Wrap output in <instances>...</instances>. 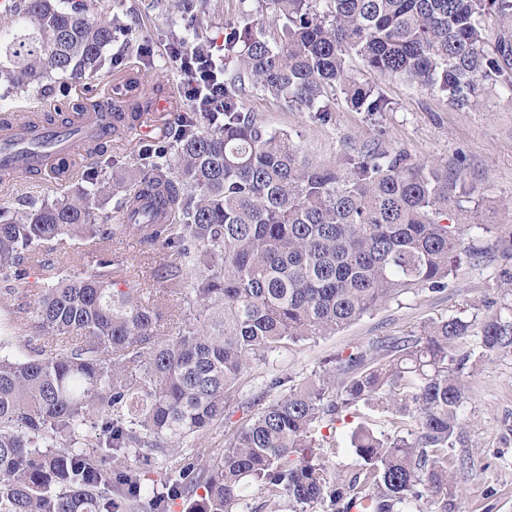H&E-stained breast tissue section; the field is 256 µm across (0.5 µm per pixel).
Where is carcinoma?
<instances>
[{"instance_id":"carcinoma-1","label":"carcinoma","mask_w":512,"mask_h":512,"mask_svg":"<svg viewBox=\"0 0 512 512\" xmlns=\"http://www.w3.org/2000/svg\"><path fill=\"white\" fill-rule=\"evenodd\" d=\"M280 34H224V110L184 112L173 141L142 148L112 180L78 184L14 212L0 209V296L41 268L43 288L0 329V512H450L457 473L448 456L462 430L465 371L512 352V275L503 304L453 316L419 333L338 354L302 380L277 377L266 400L203 464L184 446L224 421L255 362L336 334L419 288L444 290L466 259L462 233L476 188L448 168L403 152L347 145L314 164L291 137L246 109L255 90L326 124L343 97L371 115L392 102L358 80L357 57L448 97L487 108L512 100V0H270ZM191 22L206 0H171ZM122 21L102 0H12L0 23V84L20 99L69 96L107 72L104 51ZM148 90L125 119L148 110ZM117 199L121 224H100ZM455 203L456 223H448ZM135 231L173 259L162 278L188 285L174 336L158 333L159 306L142 288H117L112 259L64 276L40 259L45 244ZM46 342L16 350L14 333ZM365 408L350 433L361 459L348 476L315 431ZM173 463L162 482L131 458ZM257 485L264 503L245 490Z\"/></svg>"}]
</instances>
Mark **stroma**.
<instances>
[{
  "mask_svg": "<svg viewBox=\"0 0 512 512\" xmlns=\"http://www.w3.org/2000/svg\"><path fill=\"white\" fill-rule=\"evenodd\" d=\"M111 3L113 13L129 27L106 51L113 73L125 72L129 51H136L145 82L158 85L161 99L178 91L182 82L181 72L169 58L170 33H177L185 48L207 42L219 50L224 46L226 24L276 23L269 0H208L209 18L198 30L159 7L156 0ZM352 68L359 80L374 83L384 92L393 103L391 111L372 116L341 100L331 122L322 125L310 112L274 102L259 91L247 97L245 106L262 113L272 128L288 133L302 155L315 162H333L349 143L375 144L405 152L417 162L445 165L449 172L476 185L479 196L468 205L471 227L465 233V243L474 257L462 264L443 291L414 290L399 302L360 317L336 335L290 346L255 363L240 389L239 401L225 413V424L212 426L187 449L192 461H205L223 448L225 427H236L247 418L242 401L260 395L272 378L308 377L335 355L360 351L386 336L415 334L429 321L468 315L474 306L499 302L503 276L512 273V257L498 248L495 237L481 231L485 224L512 227V104L502 101L489 109L460 110L451 106L446 96L370 72L360 60H353ZM185 109L184 101L179 100L168 112L152 113L149 128L113 143L104 156L90 159V167L99 178L107 179L134 164L140 146L161 141L165 123L174 121ZM110 249L125 271V286L157 293L163 302L160 332L175 335L183 295L156 277L162 253L150 251L135 234L112 239ZM41 255L62 274L79 275L94 264L97 246L90 240L72 241L62 249L43 248ZM465 382L468 399L461 441L451 453L470 459L471 465L458 475L455 512H512V356H488L466 374Z\"/></svg>",
  "mask_w": 512,
  "mask_h": 512,
  "instance_id": "stroma-1",
  "label": "stroma"
}]
</instances>
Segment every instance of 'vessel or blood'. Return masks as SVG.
<instances>
[{
	"label": "vessel or blood",
	"instance_id": "obj_1",
	"mask_svg": "<svg viewBox=\"0 0 512 512\" xmlns=\"http://www.w3.org/2000/svg\"><path fill=\"white\" fill-rule=\"evenodd\" d=\"M87 99L88 110L71 113L66 123L55 127L46 126L33 114L0 123V170L59 183L61 160L72 158L80 144L111 137L118 123L111 99L96 89Z\"/></svg>",
	"mask_w": 512,
	"mask_h": 512
}]
</instances>
